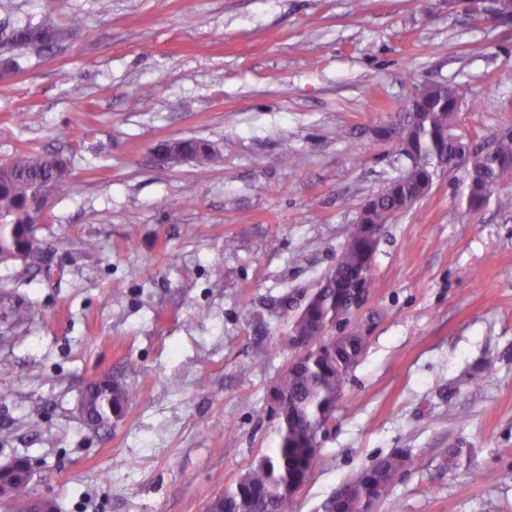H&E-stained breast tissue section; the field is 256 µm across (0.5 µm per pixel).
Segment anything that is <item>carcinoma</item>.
<instances>
[{
	"instance_id": "carcinoma-1",
	"label": "carcinoma",
	"mask_w": 512,
	"mask_h": 512,
	"mask_svg": "<svg viewBox=\"0 0 512 512\" xmlns=\"http://www.w3.org/2000/svg\"><path fill=\"white\" fill-rule=\"evenodd\" d=\"M81 21L72 18L60 26L52 22L15 28L3 37L1 45L29 48L50 47L74 37ZM460 93L447 84H436L408 102L397 124L384 138H396L406 151L423 159V164L385 183L371 195L370 228L351 235L344 243L336 264L318 282L299 313L280 336L282 349L304 351L303 363L288 365L269 388V399L281 405L278 444L272 454L259 459L240 476L234 487L210 501L207 512H293L295 491L303 486L321 464L320 437L334 419L349 373L357 366L365 345L346 340L328 348L331 337L325 330L336 311L350 306L354 298L368 292L373 280V262L379 246L377 232L393 219L402 204L420 194L433 180L437 169L459 164L457 148L448 140L460 111ZM69 174L65 159L38 153L17 155L0 168V218L16 224L20 235L27 234L38 188H52ZM505 185H512V138L498 140L485 173L470 186L466 208L454 218L472 215ZM113 407L124 411L129 391L112 381ZM419 458L394 451L376 459L351 481L362 495L375 487L388 488L407 467ZM27 487L16 489L9 512H29Z\"/></svg>"
}]
</instances>
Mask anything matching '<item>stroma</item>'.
I'll return each instance as SVG.
<instances>
[{
    "mask_svg": "<svg viewBox=\"0 0 512 512\" xmlns=\"http://www.w3.org/2000/svg\"><path fill=\"white\" fill-rule=\"evenodd\" d=\"M75 15L53 50L0 47V164L70 163L34 226L52 277L0 261V462L26 459L57 512H206L275 448L267 391L294 355L278 340L408 167L373 130L432 82L463 98L455 134L512 126V33L446 0H0V29ZM181 139L209 164H159ZM466 193V167L438 172L385 225L347 324L366 349L295 512L396 450L422 461L370 512H512V185L453 220ZM102 379L130 401L91 427L77 402Z\"/></svg>",
    "mask_w": 512,
    "mask_h": 512,
    "instance_id": "stroma-1",
    "label": "stroma"
}]
</instances>
